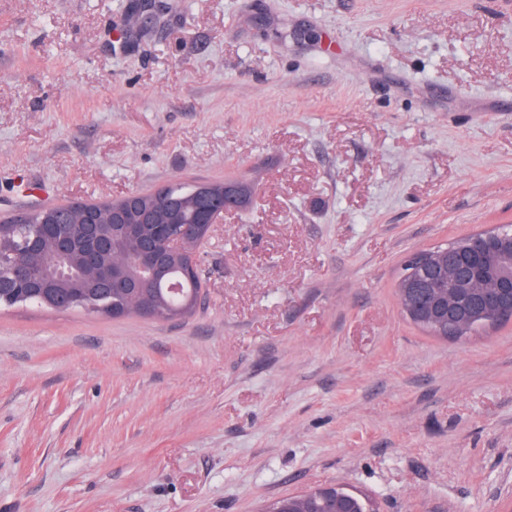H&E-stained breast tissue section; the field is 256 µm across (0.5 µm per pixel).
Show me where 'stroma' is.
<instances>
[{"instance_id": "1", "label": "stroma", "mask_w": 512, "mask_h": 512, "mask_svg": "<svg viewBox=\"0 0 512 512\" xmlns=\"http://www.w3.org/2000/svg\"><path fill=\"white\" fill-rule=\"evenodd\" d=\"M0 0V217L245 179L184 320L0 308V512H512V321L403 314L512 225V0ZM321 488L306 492L307 494L294 495L276 499V503L282 508L292 512H339L337 511L345 494L336 490V499L321 496L318 491Z\"/></svg>"}]
</instances>
